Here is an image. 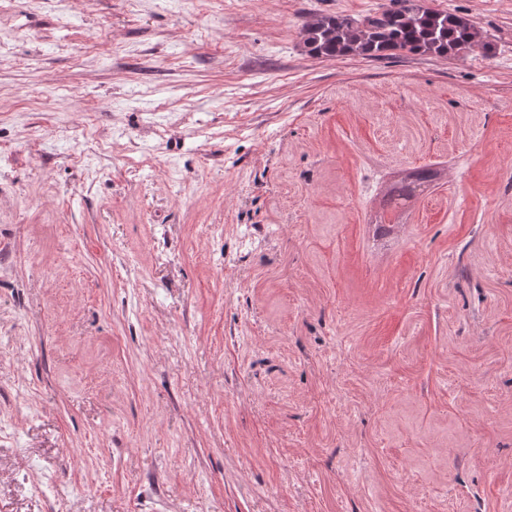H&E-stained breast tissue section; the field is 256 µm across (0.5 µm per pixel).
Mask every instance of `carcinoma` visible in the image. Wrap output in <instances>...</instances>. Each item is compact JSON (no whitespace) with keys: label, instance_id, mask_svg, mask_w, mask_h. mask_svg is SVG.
Here are the masks:
<instances>
[{"label":"carcinoma","instance_id":"carcinoma-1","mask_svg":"<svg viewBox=\"0 0 512 512\" xmlns=\"http://www.w3.org/2000/svg\"><path fill=\"white\" fill-rule=\"evenodd\" d=\"M472 21L433 9L425 0H391V7L363 20L348 15H316L302 28L309 55L334 60L347 55L383 59L397 53L446 57L476 42ZM431 173L418 170L412 181L394 188L391 199H408Z\"/></svg>","mask_w":512,"mask_h":512}]
</instances>
